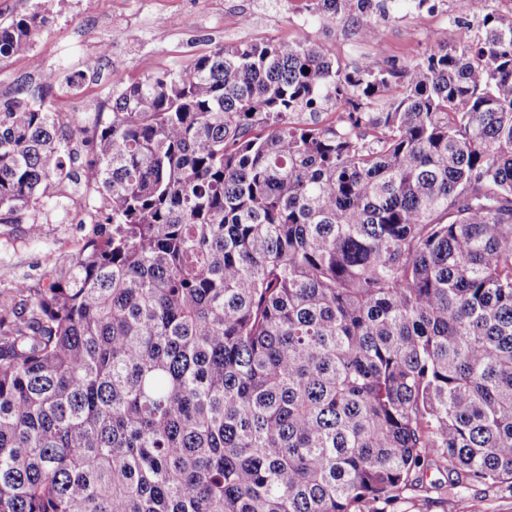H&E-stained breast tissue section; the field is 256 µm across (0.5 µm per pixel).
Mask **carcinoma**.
<instances>
[{"label": "carcinoma", "mask_w": 512, "mask_h": 512, "mask_svg": "<svg viewBox=\"0 0 512 512\" xmlns=\"http://www.w3.org/2000/svg\"><path fill=\"white\" fill-rule=\"evenodd\" d=\"M380 32L378 0H312ZM43 5L0 23L32 53ZM412 62L217 45L83 128L0 110V224L94 235L0 304V512H403L512 492V16ZM335 111L336 120L322 114ZM406 512H448V504L435 492L422 493L404 505Z\"/></svg>", "instance_id": "cac0c4a2"}]
</instances>
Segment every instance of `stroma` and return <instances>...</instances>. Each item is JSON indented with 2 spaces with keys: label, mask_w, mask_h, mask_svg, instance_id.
Masks as SVG:
<instances>
[{
  "label": "stroma",
  "mask_w": 512,
  "mask_h": 512,
  "mask_svg": "<svg viewBox=\"0 0 512 512\" xmlns=\"http://www.w3.org/2000/svg\"><path fill=\"white\" fill-rule=\"evenodd\" d=\"M248 4L250 26L238 22ZM388 12L377 43L362 40L350 27L314 16L311 0H58L52 22L37 38L32 54L0 62V109L40 71L83 74L78 89L55 88L47 106L92 126L112 86H123L159 70H175L219 44L269 37L313 40L330 46L341 63L372 55L381 60L420 58L432 33L448 47L474 40L468 0H436L434 9L413 0H387ZM90 225L64 224L52 215L30 235L27 225L0 224V297L18 281L42 283L49 261L68 263L90 235Z\"/></svg>",
  "instance_id": "1"
}]
</instances>
